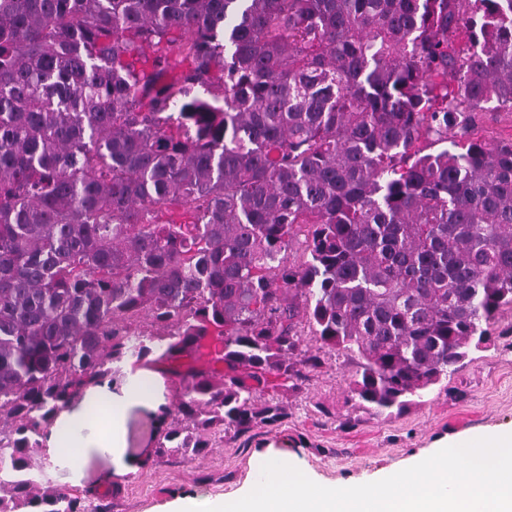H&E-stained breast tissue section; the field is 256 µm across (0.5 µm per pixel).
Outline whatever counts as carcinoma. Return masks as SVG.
Segmentation results:
<instances>
[{"instance_id": "1", "label": "carcinoma", "mask_w": 512, "mask_h": 512, "mask_svg": "<svg viewBox=\"0 0 512 512\" xmlns=\"http://www.w3.org/2000/svg\"><path fill=\"white\" fill-rule=\"evenodd\" d=\"M487 109L512 112V0H0V512H100L33 492L31 458L156 340L160 454L277 421L257 395L324 348L374 415L456 372L512 310ZM203 339L214 371L180 363Z\"/></svg>"}]
</instances>
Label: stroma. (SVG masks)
Here are the masks:
<instances>
[{"mask_svg":"<svg viewBox=\"0 0 512 512\" xmlns=\"http://www.w3.org/2000/svg\"><path fill=\"white\" fill-rule=\"evenodd\" d=\"M159 408L138 406L126 424V450L139 470L119 485L106 486L108 456L89 457L74 472L40 451L32 459L40 487L65 490L78 500L93 499L110 512H167L185 496L222 497L244 490L255 463L278 455L315 480L328 484L362 482L387 470L430 456L448 440L465 441L512 429V312H503L490 343L471 350L464 365L427 396L402 412L372 415L359 409L349 382L356 361L332 351L302 391L266 392L284 418L246 433L216 436L205 456L157 455L166 412L174 409L180 387L164 363H144Z\"/></svg>","mask_w":512,"mask_h":512,"instance_id":"obj_1","label":"stroma"}]
</instances>
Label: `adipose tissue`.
<instances>
[{
	"label": "adipose tissue",
	"mask_w": 512,
	"mask_h": 512,
	"mask_svg": "<svg viewBox=\"0 0 512 512\" xmlns=\"http://www.w3.org/2000/svg\"><path fill=\"white\" fill-rule=\"evenodd\" d=\"M152 399L150 387L138 380L133 381L121 397L101 395L91 399L53 428L48 439L50 455L64 459L76 469L85 454L94 450L109 455L112 460L107 481L135 473L139 462L127 458L122 451L123 419L130 404H145Z\"/></svg>",
	"instance_id": "1"
}]
</instances>
